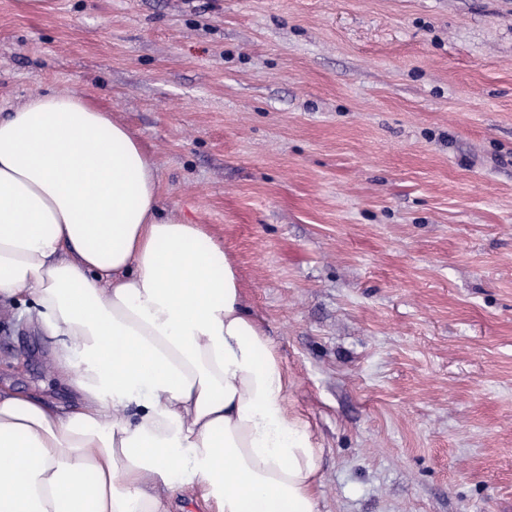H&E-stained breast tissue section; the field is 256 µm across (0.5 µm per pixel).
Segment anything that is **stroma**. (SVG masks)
<instances>
[{"label":"stroma","instance_id":"1","mask_svg":"<svg viewBox=\"0 0 512 512\" xmlns=\"http://www.w3.org/2000/svg\"><path fill=\"white\" fill-rule=\"evenodd\" d=\"M49 89L235 265L321 512H512V0H0V117ZM51 361L0 316L1 385Z\"/></svg>","mask_w":512,"mask_h":512}]
</instances>
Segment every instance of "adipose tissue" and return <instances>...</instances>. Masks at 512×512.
Masks as SVG:
<instances>
[{
  "mask_svg": "<svg viewBox=\"0 0 512 512\" xmlns=\"http://www.w3.org/2000/svg\"><path fill=\"white\" fill-rule=\"evenodd\" d=\"M156 165L80 95L0 118V313L52 340L72 407L0 388V512H321L323 449L198 224L161 217Z\"/></svg>",
  "mask_w": 512,
  "mask_h": 512,
  "instance_id": "obj_1",
  "label": "adipose tissue"
}]
</instances>
